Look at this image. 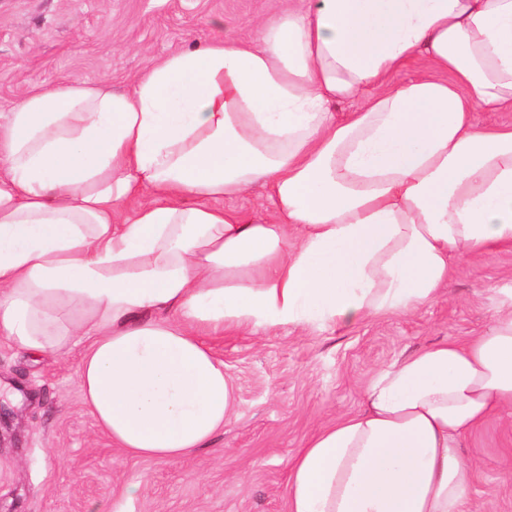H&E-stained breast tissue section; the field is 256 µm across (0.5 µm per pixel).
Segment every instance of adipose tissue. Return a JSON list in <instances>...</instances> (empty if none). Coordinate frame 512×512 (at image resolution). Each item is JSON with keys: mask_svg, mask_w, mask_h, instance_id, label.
<instances>
[{"mask_svg": "<svg viewBox=\"0 0 512 512\" xmlns=\"http://www.w3.org/2000/svg\"><path fill=\"white\" fill-rule=\"evenodd\" d=\"M478 109L512 111V0H306L128 91L38 89L0 114V335L83 345L118 447H205L236 398L204 337L409 312L453 262L512 246V127ZM256 184L269 205L224 207ZM495 295L487 331L392 361L308 439L287 512H465L460 441L512 410V288Z\"/></svg>", "mask_w": 512, "mask_h": 512, "instance_id": "ef3b65f1", "label": "adipose tissue"}]
</instances>
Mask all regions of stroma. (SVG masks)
Segmentation results:
<instances>
[{
  "label": "stroma",
  "instance_id": "obj_1",
  "mask_svg": "<svg viewBox=\"0 0 512 512\" xmlns=\"http://www.w3.org/2000/svg\"><path fill=\"white\" fill-rule=\"evenodd\" d=\"M291 0H0V113L33 90L134 79L171 53L255 43ZM512 287V248L457 262L444 295L409 314L327 331L208 337L237 397L210 445L178 460L116 447L76 383L81 347L39 360L0 336V512H286L290 459L321 424L359 409L375 373L442 338L485 331L493 291ZM479 512H512V430L465 436ZM142 490L126 498L127 483Z\"/></svg>",
  "mask_w": 512,
  "mask_h": 512
}]
</instances>
